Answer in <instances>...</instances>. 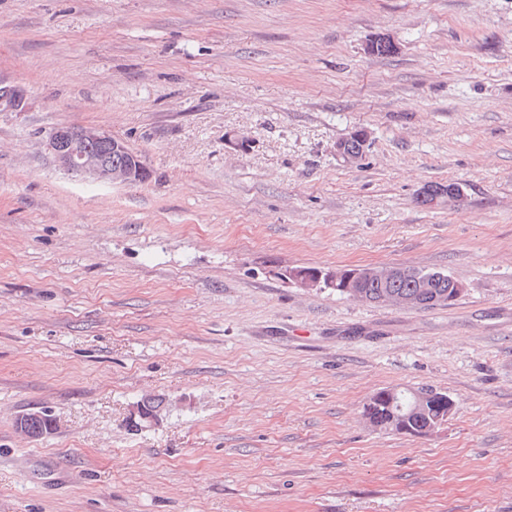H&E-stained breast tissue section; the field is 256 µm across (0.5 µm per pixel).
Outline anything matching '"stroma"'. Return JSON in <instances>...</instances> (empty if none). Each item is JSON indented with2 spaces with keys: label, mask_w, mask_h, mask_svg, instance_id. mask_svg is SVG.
I'll return each mask as SVG.
<instances>
[{
  "label": "stroma",
  "mask_w": 512,
  "mask_h": 512,
  "mask_svg": "<svg viewBox=\"0 0 512 512\" xmlns=\"http://www.w3.org/2000/svg\"><path fill=\"white\" fill-rule=\"evenodd\" d=\"M0 77V512H512V0H0ZM61 124L151 178L63 171ZM364 265L464 290L283 276ZM421 386L455 403L435 434L363 417ZM146 395L164 420L129 430ZM296 268L303 269H288L286 276L294 285L301 288H325V286H332L335 283V278L325 275V271L321 269H310L311 267L300 266ZM409 268L414 270V275L400 278L392 284L381 283L373 279H363L356 281L349 291L341 288L340 284H337L334 290L359 301L375 302L377 304H394V300L402 295L418 294L423 297L425 302L423 308L429 309L433 306L445 305L447 300L449 305L462 289V286L456 282L449 283L448 273L442 270ZM439 273L444 274V277L437 278L436 276ZM425 282L430 285V288H420ZM451 289H454V294L449 295L448 291ZM390 391H394L393 394H390ZM411 391L412 389H384L375 393L374 395L377 397H383L385 395L388 396L386 403L389 404L391 408V411L394 415V421L393 424L389 425L388 427H384L387 424V421H383L379 416L375 414V401H368L366 405V418L368 422L371 423L376 428L383 427L385 430H389L392 432L412 435L409 433L401 432V430L406 431L411 429L407 424H402L404 422L402 418L405 416V413L408 411L410 403L412 402Z\"/></svg>",
  "instance_id": "obj_1"
}]
</instances>
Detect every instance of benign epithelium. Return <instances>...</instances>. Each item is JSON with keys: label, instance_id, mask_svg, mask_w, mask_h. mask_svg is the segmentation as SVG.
I'll list each match as a JSON object with an SVG mask.
<instances>
[{"label": "benign epithelium", "instance_id": "benign-epithelium-1", "mask_svg": "<svg viewBox=\"0 0 512 512\" xmlns=\"http://www.w3.org/2000/svg\"><path fill=\"white\" fill-rule=\"evenodd\" d=\"M23 101L24 90L0 78V108L17 110L22 106ZM99 144L108 145L109 152H100L97 149ZM46 146L62 169L97 181L131 184L144 180L146 175V169L141 159L133 154L123 141L97 127L59 125L50 132ZM114 153L126 155L125 162L112 163V154ZM458 193H464L463 184L460 182L435 188L425 187L420 190L421 196L433 200L435 204L447 196ZM404 273L405 270L398 265L369 268L362 271V274L376 277L383 282H391ZM286 276L294 285L301 288H323L335 283V279L325 275L324 271L318 268L310 270L292 268L286 271ZM454 407V401L447 395L415 393L413 415H427L434 410L438 411V414L432 417L428 425L421 430L422 435L431 436L436 433L438 426L449 418ZM161 413L162 409L160 408L147 413L142 405L135 403L129 408L127 418L133 422L139 419L144 422V428L149 429L160 425Z\"/></svg>", "mask_w": 512, "mask_h": 512}]
</instances>
